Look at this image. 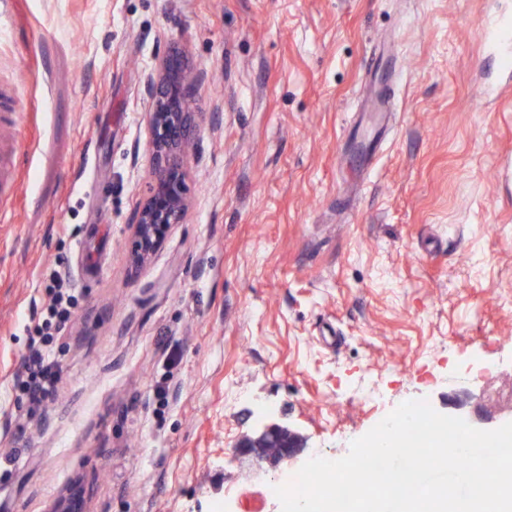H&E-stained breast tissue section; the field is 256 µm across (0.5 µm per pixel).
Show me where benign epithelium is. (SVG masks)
I'll use <instances>...</instances> for the list:
<instances>
[{
    "label": "benign epithelium",
    "instance_id": "1",
    "mask_svg": "<svg viewBox=\"0 0 512 512\" xmlns=\"http://www.w3.org/2000/svg\"><path fill=\"white\" fill-rule=\"evenodd\" d=\"M202 76L188 72L183 56L175 49L162 59L157 73L144 80L148 102V122L152 143L153 190L137 208L134 216L132 261L142 267L162 245L171 228L184 222L188 203L183 173V149L192 139L194 113L191 112V90ZM472 404L464 412L473 424H491L501 413L491 409L485 394L462 392L456 406ZM304 447L303 438L288 427L268 424L235 446L241 456L252 458L256 464L288 463ZM51 512H83L81 497L72 492L59 498Z\"/></svg>",
    "mask_w": 512,
    "mask_h": 512
}]
</instances>
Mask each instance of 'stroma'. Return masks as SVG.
I'll list each match as a JSON object with an SVG mask.
<instances>
[{
  "label": "stroma",
  "mask_w": 512,
  "mask_h": 512,
  "mask_svg": "<svg viewBox=\"0 0 512 512\" xmlns=\"http://www.w3.org/2000/svg\"><path fill=\"white\" fill-rule=\"evenodd\" d=\"M512 0H9L0 87L21 183L0 223V512H281L267 490L335 460L402 402L512 392V74L479 26ZM204 77L189 209L143 268L153 181L145 76ZM391 131L353 153L377 83ZM65 269L45 408L16 385ZM178 363H171V352ZM290 465L233 448L263 425ZM304 448L303 438L279 424L265 425L251 437H245L235 446L241 456L251 457L256 464L269 463L277 465L288 463Z\"/></svg>",
  "instance_id": "1"
}]
</instances>
